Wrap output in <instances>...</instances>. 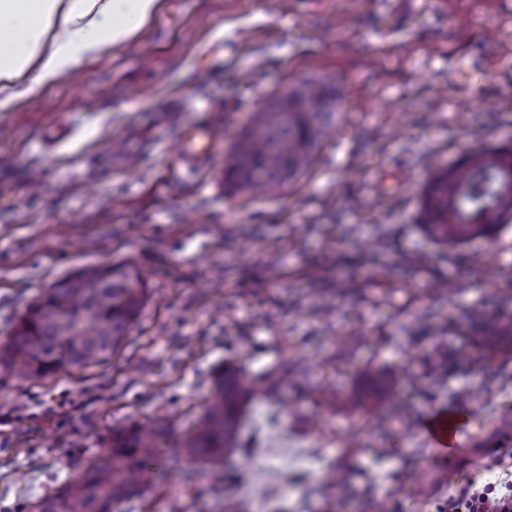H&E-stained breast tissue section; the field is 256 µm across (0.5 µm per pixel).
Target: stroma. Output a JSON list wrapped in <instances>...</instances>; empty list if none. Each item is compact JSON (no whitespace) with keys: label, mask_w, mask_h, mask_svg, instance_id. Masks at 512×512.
<instances>
[{"label":"stroma","mask_w":512,"mask_h":512,"mask_svg":"<svg viewBox=\"0 0 512 512\" xmlns=\"http://www.w3.org/2000/svg\"><path fill=\"white\" fill-rule=\"evenodd\" d=\"M313 75L339 87L340 116L300 182L231 196L222 153L172 179L181 128L213 125L223 152L273 92ZM26 83L0 79V97L16 94L0 108V347L47 288L90 264H136L148 299L107 362L0 376V512L31 510L114 429L162 413L175 419L167 480L112 512H194L199 498L231 512L242 494L255 512H328L322 484L339 467L354 493L338 512H439L459 486L512 480V452L485 466L512 427V362L488 359L471 317L512 323V219L459 245L420 221L435 173L512 146L500 0H159L128 42L36 94H21ZM186 95L195 106L179 108ZM289 357L303 367L291 390L274 381ZM227 363L269 394L245 405L220 473L170 470ZM407 370L418 388L402 383ZM398 408L412 414L405 434L374 430ZM435 410L466 416L449 475L420 432Z\"/></svg>","instance_id":"35a3bbf8"}]
</instances>
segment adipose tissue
Returning a JSON list of instances; mask_svg holds the SVG:
<instances>
[{
  "instance_id": "obj_1",
  "label": "adipose tissue",
  "mask_w": 512,
  "mask_h": 512,
  "mask_svg": "<svg viewBox=\"0 0 512 512\" xmlns=\"http://www.w3.org/2000/svg\"><path fill=\"white\" fill-rule=\"evenodd\" d=\"M158 0H72L80 24L47 56L39 51L61 0H0V77L23 74L39 61L37 83L57 78L81 56L127 40L153 13Z\"/></svg>"
}]
</instances>
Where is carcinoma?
<instances>
[{
    "label": "carcinoma",
    "instance_id": "1",
    "mask_svg": "<svg viewBox=\"0 0 512 512\" xmlns=\"http://www.w3.org/2000/svg\"><path fill=\"white\" fill-rule=\"evenodd\" d=\"M336 86L322 77L304 78L270 96L224 154V189L235 196L271 197L310 170L321 140L339 117ZM423 223L443 243L487 236L512 216V150L469 154L430 181L422 204ZM148 282L130 263L84 267L48 288L0 350V368L30 378L101 364L115 355L141 315ZM262 390L259 381L234 367L217 371L195 430L181 443L174 463L211 468L226 464L238 443L243 407ZM168 418L154 428L112 432L107 450L78 478L41 499L37 512H111L162 480L158 460ZM338 499L349 495L345 473L329 482Z\"/></svg>",
    "mask_w": 512,
    "mask_h": 512
}]
</instances>
